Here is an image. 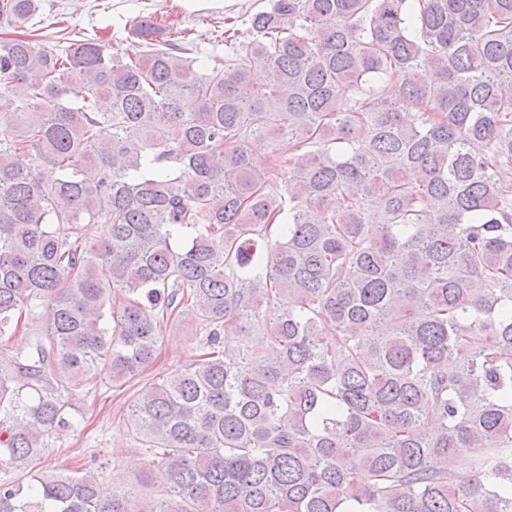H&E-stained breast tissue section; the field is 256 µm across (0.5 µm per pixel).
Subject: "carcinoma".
<instances>
[{"mask_svg":"<svg viewBox=\"0 0 512 512\" xmlns=\"http://www.w3.org/2000/svg\"><path fill=\"white\" fill-rule=\"evenodd\" d=\"M224 24L222 74L151 16L130 62L0 40V512H512V0ZM170 320L202 353L127 420L163 494L28 470L71 391L138 376Z\"/></svg>","mask_w":512,"mask_h":512,"instance_id":"carcinoma-1","label":"carcinoma"}]
</instances>
